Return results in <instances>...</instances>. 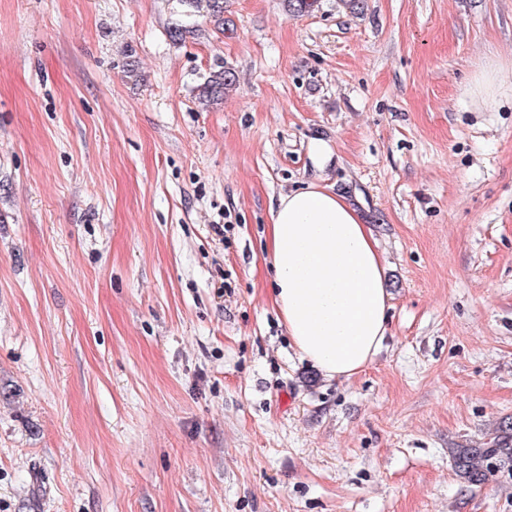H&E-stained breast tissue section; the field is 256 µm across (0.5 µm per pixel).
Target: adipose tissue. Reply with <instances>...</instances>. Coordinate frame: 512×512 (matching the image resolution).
I'll return each mask as SVG.
<instances>
[{
  "instance_id": "1",
  "label": "adipose tissue",
  "mask_w": 512,
  "mask_h": 512,
  "mask_svg": "<svg viewBox=\"0 0 512 512\" xmlns=\"http://www.w3.org/2000/svg\"><path fill=\"white\" fill-rule=\"evenodd\" d=\"M271 296L301 358L330 380L362 371L387 333L389 294L378 244L342 195L312 184L272 212Z\"/></svg>"
}]
</instances>
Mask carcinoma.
I'll use <instances>...</instances> for the list:
<instances>
[{
    "instance_id": "cac0c4a2",
    "label": "carcinoma",
    "mask_w": 512,
    "mask_h": 512,
    "mask_svg": "<svg viewBox=\"0 0 512 512\" xmlns=\"http://www.w3.org/2000/svg\"><path fill=\"white\" fill-rule=\"evenodd\" d=\"M206 10L209 21L218 27L224 26V0H206ZM235 83V73L223 67L199 87L198 99L206 106L216 104ZM449 454L456 476L471 486H482L499 472L512 475V422L500 423L483 446L451 448Z\"/></svg>"
}]
</instances>
